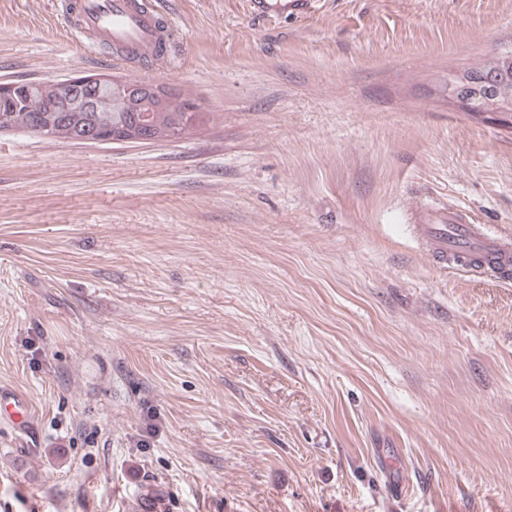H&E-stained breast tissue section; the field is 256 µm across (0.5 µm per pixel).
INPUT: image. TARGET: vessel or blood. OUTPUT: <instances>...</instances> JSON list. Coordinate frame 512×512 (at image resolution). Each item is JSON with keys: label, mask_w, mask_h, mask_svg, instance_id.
Wrapping results in <instances>:
<instances>
[{"label": "vessel or blood", "mask_w": 512, "mask_h": 512, "mask_svg": "<svg viewBox=\"0 0 512 512\" xmlns=\"http://www.w3.org/2000/svg\"><path fill=\"white\" fill-rule=\"evenodd\" d=\"M259 14L287 11L300 14L317 0H250ZM69 27L87 33L127 51L128 63L154 54L168 20L152 0H78ZM414 224L433 260L443 267L497 276L512 268V235H503L476 223L464 210L447 204L423 203L407 217ZM31 400L16 391L0 387V419L20 430L34 426Z\"/></svg>", "instance_id": "obj_1"}]
</instances>
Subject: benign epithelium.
<instances>
[{"instance_id": "7a95c632", "label": "benign epithelium", "mask_w": 512, "mask_h": 512, "mask_svg": "<svg viewBox=\"0 0 512 512\" xmlns=\"http://www.w3.org/2000/svg\"><path fill=\"white\" fill-rule=\"evenodd\" d=\"M63 92L69 97L76 98V102L84 112H96L97 97L100 91L105 90L114 95L115 103L120 112H153L159 107H166L171 112H202L201 106L193 101L186 103L184 99L172 95L162 83L141 77L112 78L106 76H78L58 82ZM512 86V73L505 70L498 76L484 73H461L458 75L451 99L468 110L471 102L477 98L486 101L485 110L499 112L512 107L509 93L506 89ZM171 140L173 136L157 134L151 138L146 137L138 129L116 128L107 135L96 131L82 139L87 144L112 141L125 143H140Z\"/></svg>"}]
</instances>
